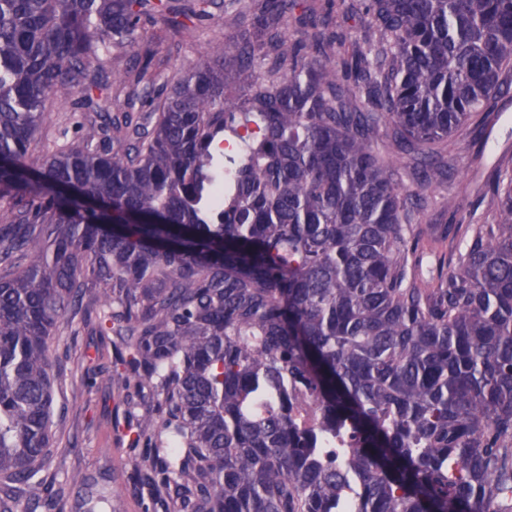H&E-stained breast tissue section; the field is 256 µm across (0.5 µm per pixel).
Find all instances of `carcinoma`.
<instances>
[{
	"label": "carcinoma",
	"instance_id": "cac0c4a2",
	"mask_svg": "<svg viewBox=\"0 0 512 512\" xmlns=\"http://www.w3.org/2000/svg\"><path fill=\"white\" fill-rule=\"evenodd\" d=\"M227 1L0 0V476L61 510L54 330L81 312L144 512H512V182L495 224L435 249L414 224L512 70V0H363L348 56L287 34L301 0H251L159 88L105 67ZM49 106L82 136L34 161Z\"/></svg>",
	"mask_w": 512,
	"mask_h": 512
}]
</instances>
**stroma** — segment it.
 Segmentation results:
<instances>
[{"label":"stroma","instance_id":"stroma-1","mask_svg":"<svg viewBox=\"0 0 512 512\" xmlns=\"http://www.w3.org/2000/svg\"><path fill=\"white\" fill-rule=\"evenodd\" d=\"M236 27L234 11L199 23L192 36H183L163 22L148 26L144 37L156 55L150 73L163 83L172 67L196 62L213 41L231 42ZM80 132L74 116L47 111L34 143L42 155L78 142ZM448 182L427 192V206L418 222L425 228L443 229L448 224H492L496 210L490 187L493 181H512V90L490 97L482 114L470 124L465 138L448 141ZM455 199L456 210L444 207ZM56 393L54 399V444L43 468L47 480L59 483L66 474L84 475V485L65 489L62 512H88L92 502L118 498L124 512H142V502L133 484L123 476L132 461L107 422L122 407L123 396L99 381L87 388L82 375L100 346L91 325L76 318L55 332Z\"/></svg>","mask_w":512,"mask_h":512}]
</instances>
